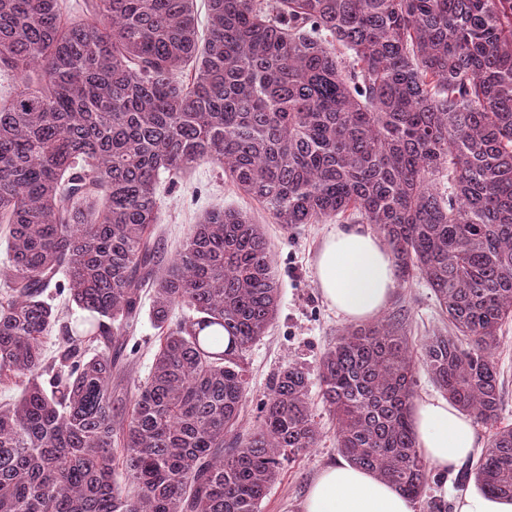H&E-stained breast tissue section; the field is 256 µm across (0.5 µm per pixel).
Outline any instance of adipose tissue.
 I'll return each mask as SVG.
<instances>
[{"mask_svg":"<svg viewBox=\"0 0 512 512\" xmlns=\"http://www.w3.org/2000/svg\"><path fill=\"white\" fill-rule=\"evenodd\" d=\"M314 276L325 301L350 321L379 315L397 286L390 248L359 224L337 225L314 262ZM412 423L416 444L431 469L452 472L474 456L473 422L448 400L415 401ZM302 512H415V504L395 485L340 462L319 472Z\"/></svg>","mask_w":512,"mask_h":512,"instance_id":"adipose-tissue-1","label":"adipose tissue"}]
</instances>
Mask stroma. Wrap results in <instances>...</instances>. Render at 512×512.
<instances>
[{
    "label": "stroma",
    "mask_w": 512,
    "mask_h": 512,
    "mask_svg": "<svg viewBox=\"0 0 512 512\" xmlns=\"http://www.w3.org/2000/svg\"><path fill=\"white\" fill-rule=\"evenodd\" d=\"M158 222L153 237L159 245V264L168 266L194 224L214 208H234L250 213L265 226L271 244L274 271L279 283V312L267 334L245 352L249 384L243 423L253 427L257 405L268 391L274 375L288 362L315 370L316 364L334 342L346 321L322 299L314 279V260L335 220L305 224L296 233L275 224L262 206L241 194L221 168L201 164L174 176L161 174L158 187ZM46 297L58 308L60 321L44 338L46 358L57 356L66 342V329L84 319L85 314L69 300L67 291L50 287ZM385 316L404 315L410 341L421 348L426 337L441 327L438 305L424 281L398 285L384 311ZM158 347V335L148 312H141L124 337V376L113 379L112 392L130 402L136 386L150 374ZM313 411L323 428L317 447L283 460L279 474L261 501V512H301L310 484L322 467L340 462L336 434L328 421L319 395L318 380L310 382Z\"/></svg>",
    "instance_id": "1"
}]
</instances>
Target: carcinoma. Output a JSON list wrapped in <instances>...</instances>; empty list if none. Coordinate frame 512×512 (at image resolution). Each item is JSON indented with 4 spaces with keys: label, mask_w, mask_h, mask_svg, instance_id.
<instances>
[{
    "label": "carcinoma",
    "mask_w": 512,
    "mask_h": 512,
    "mask_svg": "<svg viewBox=\"0 0 512 512\" xmlns=\"http://www.w3.org/2000/svg\"><path fill=\"white\" fill-rule=\"evenodd\" d=\"M89 6L67 23L60 0H0V69L18 77L0 100V381L25 382L0 406V512H260L281 457L316 446L297 362L239 428L244 353L279 311L262 226L210 211L156 269L159 175L203 162L286 230L376 226L400 280H425L448 321L423 345L435 385L494 428L457 483L512 498L494 360L512 321V0H206L204 35L196 0ZM61 271L88 317L48 367L44 294ZM145 288L160 345L123 416L112 347ZM179 306L191 315L175 322ZM415 372L395 318L345 328L317 365L339 453L417 501L431 469Z\"/></svg>",
    "instance_id": "cac0c4a2"
}]
</instances>
